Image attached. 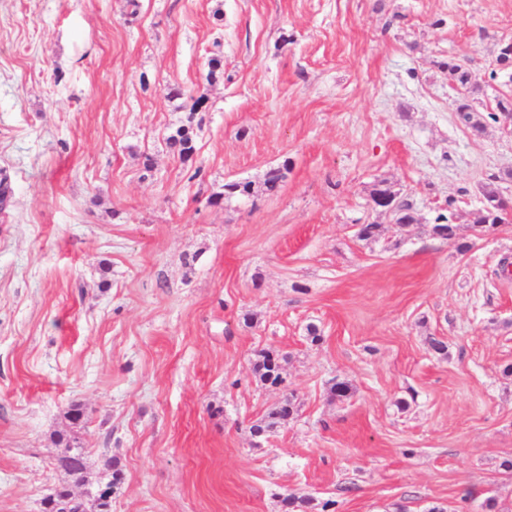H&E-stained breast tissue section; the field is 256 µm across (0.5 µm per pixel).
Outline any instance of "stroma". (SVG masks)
Instances as JSON below:
<instances>
[{"mask_svg":"<svg viewBox=\"0 0 512 512\" xmlns=\"http://www.w3.org/2000/svg\"><path fill=\"white\" fill-rule=\"evenodd\" d=\"M510 39L512 0H0V512H41L71 432L112 512H512V214L469 221L512 203ZM188 122V125L178 127L166 138L167 149L173 154H176L184 163L192 159L196 149L190 124L191 120ZM483 198L482 207L471 212L472 224L476 226L502 224L504 222V203L493 183H488L484 186Z\"/></svg>","mask_w":512,"mask_h":512,"instance_id":"35a3bbf8","label":"stroma"}]
</instances>
